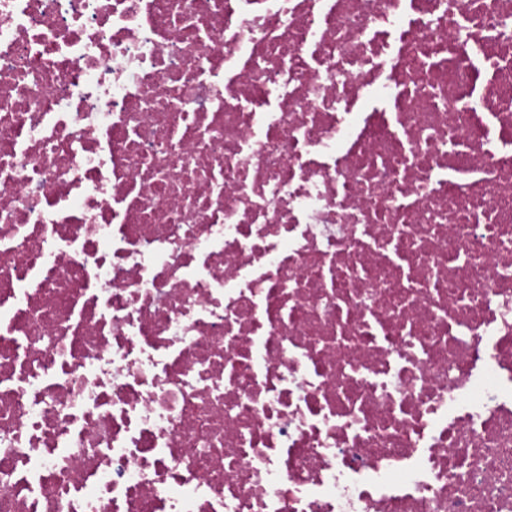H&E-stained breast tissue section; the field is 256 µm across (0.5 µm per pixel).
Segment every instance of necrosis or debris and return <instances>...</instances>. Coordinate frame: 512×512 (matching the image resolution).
<instances>
[{
    "label": "necrosis or debris",
    "mask_w": 512,
    "mask_h": 512,
    "mask_svg": "<svg viewBox=\"0 0 512 512\" xmlns=\"http://www.w3.org/2000/svg\"><path fill=\"white\" fill-rule=\"evenodd\" d=\"M0 512H512V0H0Z\"/></svg>",
    "instance_id": "4bbe7bcc"
}]
</instances>
